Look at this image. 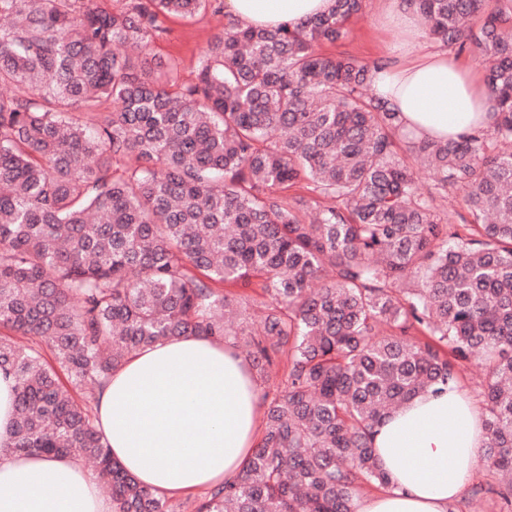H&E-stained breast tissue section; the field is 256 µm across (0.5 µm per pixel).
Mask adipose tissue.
Listing matches in <instances>:
<instances>
[{
  "instance_id": "adipose-tissue-1",
  "label": "adipose tissue",
  "mask_w": 512,
  "mask_h": 512,
  "mask_svg": "<svg viewBox=\"0 0 512 512\" xmlns=\"http://www.w3.org/2000/svg\"><path fill=\"white\" fill-rule=\"evenodd\" d=\"M334 0H224V14L253 27L329 13ZM420 137L474 132L488 123L483 80L434 49L371 73ZM14 382L0 375V512H113L97 478L71 456L13 454ZM96 425L113 461L163 497L196 495L233 480L260 436L263 400L249 359L228 341L170 339L138 350L98 390ZM389 485L355 498V512H450L486 443L478 407L460 386L422 393L371 434Z\"/></svg>"
}]
</instances>
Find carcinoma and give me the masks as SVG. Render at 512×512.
I'll return each instance as SVG.
<instances>
[{"label": "carcinoma", "instance_id": "cac0c4a2", "mask_svg": "<svg viewBox=\"0 0 512 512\" xmlns=\"http://www.w3.org/2000/svg\"><path fill=\"white\" fill-rule=\"evenodd\" d=\"M99 2L0 0V328L22 338L0 336L15 382L0 451L88 459L115 512H175L112 460L74 391L138 349L222 338L284 381L242 471L196 512H353L362 485L387 484L372 428L475 360L480 464L512 512V0H407L429 36L485 61L491 122L446 140L402 137L370 67L319 52L361 0L228 21L188 84L151 45L162 17L212 0ZM301 181L321 202L278 194ZM450 189L462 233L434 205Z\"/></svg>", "mask_w": 512, "mask_h": 512}]
</instances>
